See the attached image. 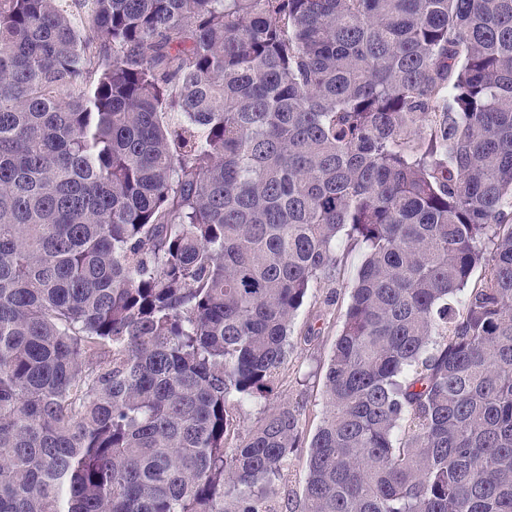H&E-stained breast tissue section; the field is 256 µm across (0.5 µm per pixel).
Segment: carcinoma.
<instances>
[{
  "label": "carcinoma",
  "instance_id": "1",
  "mask_svg": "<svg viewBox=\"0 0 512 512\" xmlns=\"http://www.w3.org/2000/svg\"><path fill=\"white\" fill-rule=\"evenodd\" d=\"M341 245L289 512H512V0H0V512H278ZM361 251L359 247L341 248L336 276L318 281L308 292L294 320L291 347L273 392L266 399L244 403L234 410L240 436L254 428L269 408L286 403L296 410L304 443L271 483L273 500L283 512L288 509V498L292 507L303 495L308 445L324 414L325 372L350 302V286L362 259Z\"/></svg>",
  "mask_w": 512,
  "mask_h": 512
}]
</instances>
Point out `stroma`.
<instances>
[{"mask_svg":"<svg viewBox=\"0 0 512 512\" xmlns=\"http://www.w3.org/2000/svg\"><path fill=\"white\" fill-rule=\"evenodd\" d=\"M335 277L315 283L293 324L291 346L280 368L272 393L236 407L239 434H246L272 407L288 404L300 420L304 445L296 449L287 466L273 479L271 490L280 512L303 495L307 476V441L324 414L322 391L325 372L350 302V286L361 262L360 249L337 253Z\"/></svg>","mask_w":512,"mask_h":512,"instance_id":"35a3bbf8","label":"stroma"}]
</instances>
